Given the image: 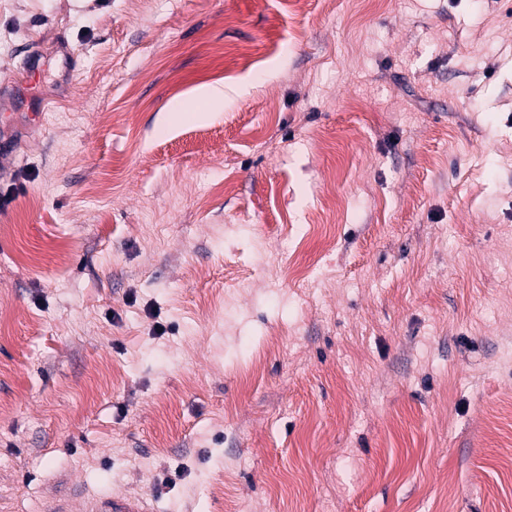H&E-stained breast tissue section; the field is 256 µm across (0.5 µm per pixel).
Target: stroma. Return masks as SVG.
Wrapping results in <instances>:
<instances>
[{
  "label": "stroma",
  "mask_w": 512,
  "mask_h": 512,
  "mask_svg": "<svg viewBox=\"0 0 512 512\" xmlns=\"http://www.w3.org/2000/svg\"><path fill=\"white\" fill-rule=\"evenodd\" d=\"M1 79L0 512H512V0H0ZM81 512H153L148 498L142 494H105L84 497L78 500Z\"/></svg>",
  "instance_id": "stroma-1"
}]
</instances>
